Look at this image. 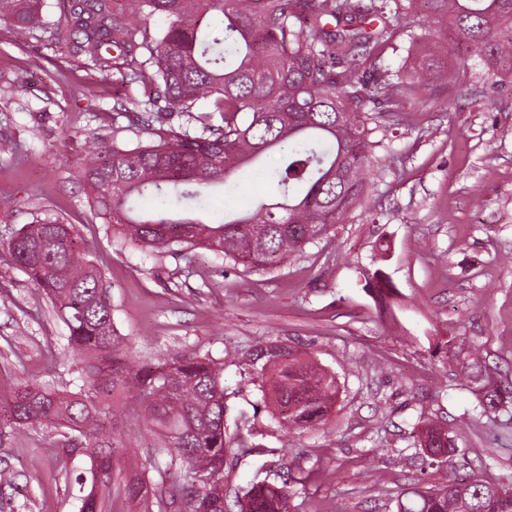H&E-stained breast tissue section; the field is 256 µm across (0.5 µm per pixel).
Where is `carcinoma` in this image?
<instances>
[{
    "mask_svg": "<svg viewBox=\"0 0 512 512\" xmlns=\"http://www.w3.org/2000/svg\"><path fill=\"white\" fill-rule=\"evenodd\" d=\"M47 0H0V22L14 41L49 44L66 35L70 55L126 85L150 83L156 97L126 103L145 112L152 140L130 148V128H112V147L85 156L77 178L96 218L121 242L151 253L203 248L245 269H280L358 205L378 164L373 139L389 115L422 100L441 77V50L465 65L512 77V0H75L49 15ZM167 26L152 32L146 19ZM441 25L431 30L419 19ZM419 46L405 72L382 63L401 38ZM284 151L281 165L261 159ZM272 182L278 200L205 222L208 189L241 171ZM16 265L50 301L68 330L73 388L22 384L8 428L46 424L69 435L89 461L80 512H104L113 491L137 512H151L157 491L125 465L122 407L132 399L186 485L182 512H224V361L208 353L141 363L129 357L112 321V299L88 243L63 218L36 219L7 241ZM481 346L470 344L463 369L482 412L512 405V382L482 379ZM249 380L268 385L264 402L285 434L310 431L329 417L336 375L282 344L255 349ZM420 451L441 472L457 452L444 424L419 416ZM250 453L286 455L243 438ZM287 485L254 483L239 512H290ZM395 512H512V483L453 478L408 488Z\"/></svg>",
    "mask_w": 512,
    "mask_h": 512,
    "instance_id": "cac0c4a2",
    "label": "carcinoma"
}]
</instances>
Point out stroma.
I'll use <instances>...</instances> for the list:
<instances>
[{"label":"stroma","mask_w":512,"mask_h":512,"mask_svg":"<svg viewBox=\"0 0 512 512\" xmlns=\"http://www.w3.org/2000/svg\"><path fill=\"white\" fill-rule=\"evenodd\" d=\"M448 81L388 133L389 151L369 179L361 208L319 243L293 254L281 270L246 269L206 250L152 255L116 246L94 219L72 173L91 145L112 143V129L136 123L117 100L143 86L102 78L69 56L65 43L19 47L0 23V411L19 384L66 386V329L3 244L13 228L60 216L94 239L112 297L113 318L133 355L150 362L195 352L224 361L228 497L257 481L295 486L292 512H391L392 499L417 483L437 481L397 452L410 444L420 413L452 430L454 478H512V411L481 414L455 355L480 344L499 380H512V79L498 83L493 110L476 91L487 73L447 59ZM396 293L379 311L365 289L375 270ZM275 342L308 352L340 384L326 425L282 436L261 406L262 391L241 362ZM123 438L137 451L130 464L149 484L183 485L169 456L129 407ZM249 416L254 439L288 446L280 461L244 453L235 437ZM88 463L63 445L53 427L0 434V512H79L77 476Z\"/></svg>","instance_id":"1"}]
</instances>
